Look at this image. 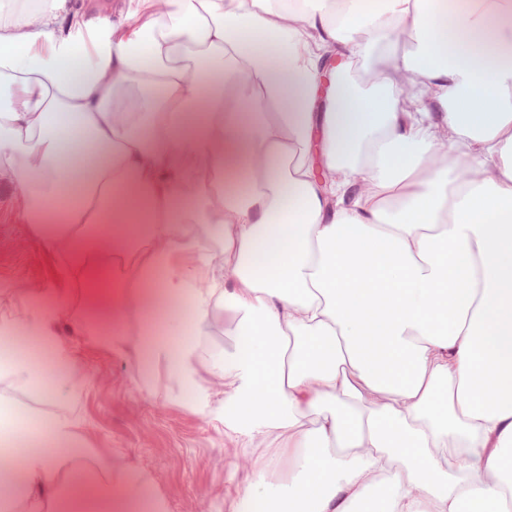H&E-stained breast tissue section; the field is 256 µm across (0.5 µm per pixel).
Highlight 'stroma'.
I'll return each mask as SVG.
<instances>
[{"mask_svg": "<svg viewBox=\"0 0 512 512\" xmlns=\"http://www.w3.org/2000/svg\"><path fill=\"white\" fill-rule=\"evenodd\" d=\"M60 258L33 225L17 222L14 193L0 186V308L22 312L32 293L75 288L60 278ZM59 329L82 380L75 399L50 403L3 378L0 393L28 416L75 418L88 446L132 461L165 496L169 512H232L235 494L245 490L242 467L258 449L214 416L174 403L165 369L154 373L153 395L141 394L122 356L74 332L69 317H60Z\"/></svg>", "mask_w": 512, "mask_h": 512, "instance_id": "1", "label": "stroma"}]
</instances>
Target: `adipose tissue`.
<instances>
[{"label":"adipose tissue","instance_id":"obj_1","mask_svg":"<svg viewBox=\"0 0 512 512\" xmlns=\"http://www.w3.org/2000/svg\"><path fill=\"white\" fill-rule=\"evenodd\" d=\"M0 185L87 297L0 311V376L73 397L67 312L262 446L236 512H512V0H0ZM0 512L168 508L52 416ZM239 336H236L234 326L229 323H219L212 327L210 335L206 336V342L214 351L222 349L231 350L237 342Z\"/></svg>","mask_w":512,"mask_h":512}]
</instances>
